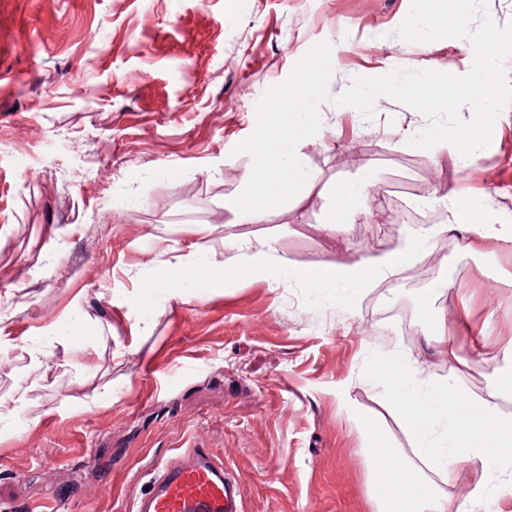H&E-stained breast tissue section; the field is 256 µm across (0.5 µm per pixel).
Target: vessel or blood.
<instances>
[{"mask_svg":"<svg viewBox=\"0 0 512 512\" xmlns=\"http://www.w3.org/2000/svg\"><path fill=\"white\" fill-rule=\"evenodd\" d=\"M132 512H240V488L223 460L192 448L160 462Z\"/></svg>","mask_w":512,"mask_h":512,"instance_id":"b4317fda","label":"vessel or blood"}]
</instances>
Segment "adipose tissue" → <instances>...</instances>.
Listing matches in <instances>:
<instances>
[{"label": "adipose tissue", "mask_w": 512, "mask_h": 512, "mask_svg": "<svg viewBox=\"0 0 512 512\" xmlns=\"http://www.w3.org/2000/svg\"><path fill=\"white\" fill-rule=\"evenodd\" d=\"M310 81L302 80L289 88L288 107L272 106L259 125L251 149L252 160L244 174L238 197L231 207L241 224H298L303 222V203L313 193L318 177L303 159L302 149L315 133L318 117L304 108L310 96ZM369 177L345 180L330 188L331 204L323 220L328 230L349 223L360 210ZM450 213L448 223L408 230L400 245L375 259L355 264L327 262L299 270L287 257L277 254L272 242L243 248L238 269L263 274L276 283L299 279L331 285L369 284L378 274L392 273L409 264L418 246L431 236L462 229L471 221L466 209L456 205L453 196L443 199ZM191 252L176 256L172 282L177 297L223 288V264L206 261L210 227L194 224L187 230ZM397 388L410 394L412 401L401 408L404 423L413 438L417 465L404 467L401 477L374 474L370 498L375 512H499L500 499L512 497V413L500 410L502 393L512 390V376L496 377L487 399L471 406L459 383L450 374L431 384L415 383L408 366H401L395 379ZM481 469L482 483L461 499L441 491V484L457 478L456 462ZM430 470L436 481L426 480Z\"/></svg>", "instance_id": "ef3b65f1"}]
</instances>
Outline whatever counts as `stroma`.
Wrapping results in <instances>:
<instances>
[{"label":"stroma","mask_w":512,"mask_h":512,"mask_svg":"<svg viewBox=\"0 0 512 512\" xmlns=\"http://www.w3.org/2000/svg\"><path fill=\"white\" fill-rule=\"evenodd\" d=\"M409 7L0 0V314L12 339L0 399L27 401L0 436V512H131L147 470L190 446L236 469L243 512H374L358 423L399 449L378 461L384 472L411 444L400 400L365 375L393 378L404 356L417 379L456 371L485 395L512 346V243L462 232L442 253L429 239L413 265L432 279L379 278L348 305L336 288L236 272L238 246L263 238L299 269L394 249L408 230L392 218L399 183L430 201L456 189L478 223L512 224V104L490 146L462 163L449 143L409 146L427 120L407 105L378 98L367 119L337 102L354 77L436 58L469 72L474 50L457 39L397 36ZM315 68L329 80L307 101L320 127L303 153L319 187L305 220L236 223L229 203L257 125ZM368 169L361 213L326 232L329 186ZM190 224L210 225V257L233 278L178 300L164 284L171 257L189 252ZM435 315L462 337L491 322L482 356L424 349L419 329ZM50 325L87 353L43 345ZM38 345L35 371L26 351ZM105 383L110 393L94 396Z\"/></svg>","instance_id":"obj_1"}]
</instances>
